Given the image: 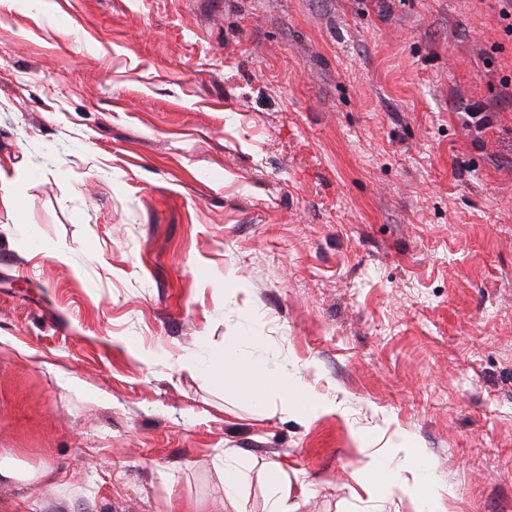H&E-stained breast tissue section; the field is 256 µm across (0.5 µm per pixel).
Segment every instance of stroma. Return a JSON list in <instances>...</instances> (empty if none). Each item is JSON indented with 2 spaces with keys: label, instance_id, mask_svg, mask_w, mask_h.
Wrapping results in <instances>:
<instances>
[{
  "label": "stroma",
  "instance_id": "35a3bbf8",
  "mask_svg": "<svg viewBox=\"0 0 512 512\" xmlns=\"http://www.w3.org/2000/svg\"><path fill=\"white\" fill-rule=\"evenodd\" d=\"M498 11L0 7V512H512ZM236 344L323 409L199 371Z\"/></svg>",
  "mask_w": 512,
  "mask_h": 512
}]
</instances>
